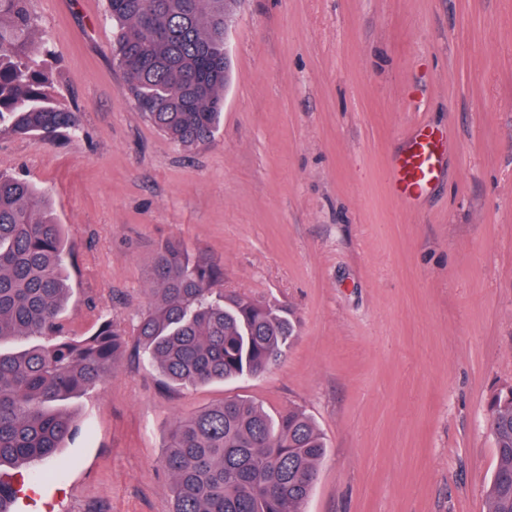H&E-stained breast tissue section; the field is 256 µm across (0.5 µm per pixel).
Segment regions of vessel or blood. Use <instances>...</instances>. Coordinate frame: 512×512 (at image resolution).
Returning <instances> with one entry per match:
<instances>
[{"label":"vessel or blood","instance_id":"1","mask_svg":"<svg viewBox=\"0 0 512 512\" xmlns=\"http://www.w3.org/2000/svg\"><path fill=\"white\" fill-rule=\"evenodd\" d=\"M446 148L447 137L442 132L425 125L414 130L406 150L388 171V181L398 197L419 196L434 183Z\"/></svg>","mask_w":512,"mask_h":512}]
</instances>
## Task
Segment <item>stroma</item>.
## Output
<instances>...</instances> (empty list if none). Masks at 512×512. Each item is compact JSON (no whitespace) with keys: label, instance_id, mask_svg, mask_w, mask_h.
Returning a JSON list of instances; mask_svg holds the SVG:
<instances>
[{"label":"stroma","instance_id":"stroma-1","mask_svg":"<svg viewBox=\"0 0 512 512\" xmlns=\"http://www.w3.org/2000/svg\"><path fill=\"white\" fill-rule=\"evenodd\" d=\"M105 8L31 0L82 130L0 136V173L46 192L72 250L69 334L132 328L173 238L300 331L266 373L193 389L128 349L66 401L81 431L23 466L16 512H172L169 431L237 395L323 434L303 512H488V403L512 385V0H239L223 121L188 148L138 111ZM419 125L448 149L405 202L387 171Z\"/></svg>","mask_w":512,"mask_h":512}]
</instances>
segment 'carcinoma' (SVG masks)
Here are the masks:
<instances>
[{"label":"carcinoma","mask_w":512,"mask_h":512,"mask_svg":"<svg viewBox=\"0 0 512 512\" xmlns=\"http://www.w3.org/2000/svg\"><path fill=\"white\" fill-rule=\"evenodd\" d=\"M117 59L147 120L179 146L212 139L224 109V0H107ZM29 0H0V133L74 135L79 109L61 104ZM62 225L45 193L0 173V343L49 342L0 352V512H11L18 468L53 458L80 429L51 405L112 375L129 336L117 319L66 335L69 285ZM150 301L133 330L138 354L167 387H196L270 370L299 334L277 301L224 291V267L179 239L155 252ZM496 449L488 512H512V386L492 397ZM326 443L303 412L276 417L236 396L181 417L162 458L174 512H302Z\"/></svg>","instance_id":"carcinoma-1"}]
</instances>
